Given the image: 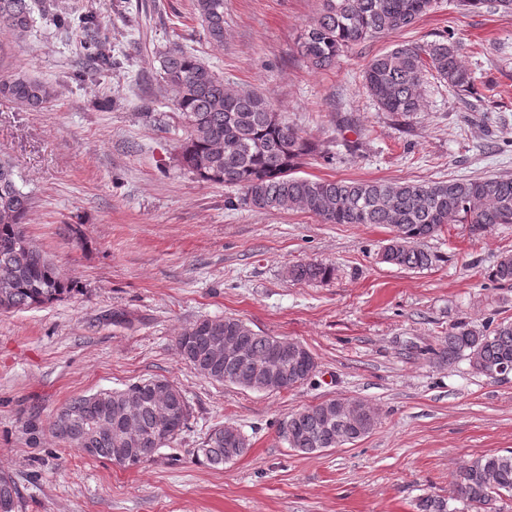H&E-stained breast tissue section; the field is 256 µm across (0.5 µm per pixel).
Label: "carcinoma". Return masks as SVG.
Masks as SVG:
<instances>
[{
	"label": "carcinoma",
	"mask_w": 512,
	"mask_h": 512,
	"mask_svg": "<svg viewBox=\"0 0 512 512\" xmlns=\"http://www.w3.org/2000/svg\"><path fill=\"white\" fill-rule=\"evenodd\" d=\"M316 15L297 44L298 56L315 69H327L348 47L368 39L403 31L431 11L436 0H320ZM466 10L486 7L512 13V0H462ZM194 11L208 39L224 44V0H195ZM0 20L21 39L33 26L31 0H0ZM163 80L177 92L175 106L185 137L179 162L198 179L237 187L225 206L242 204L259 210H296L314 215L326 224H379L392 237L383 249V262L412 270L431 266L425 242L447 224H472L483 228L512 224V179L494 176L439 182L330 180L299 176L303 161L318 152L317 145L277 117L262 94L232 91L192 52L174 48L162 58ZM431 75L453 90L470 94L476 77L462 60L459 42L451 35L426 44H404L373 56L364 70V83L379 109L408 116L421 110L425 77ZM0 94L25 108H37L56 96L53 84L18 75L0 82ZM32 198L17 184L15 165L0 157V313L35 308L57 301L74 291V281L64 279L54 262L27 236L25 224ZM334 269L322 263H298L288 268L296 282H318L332 277ZM492 281L512 284V255L500 258ZM242 339L247 360L211 366L208 343L224 335ZM175 342L186 363L211 382L245 387L252 365L269 362L277 337L259 335L242 320L198 319L178 332ZM435 359L458 358L486 377L501 365H512V321L488 322L477 329L465 321L451 327ZM142 379L120 390H102L72 397L57 412L52 433L70 448L85 452L82 438L91 425L111 416L112 405L136 396L140 400L137 423L128 437L140 449L137 463L156 449L170 446L187 426L189 409L182 390L172 391L181 415L168 437H157V406ZM336 406L329 399L306 406L288 416L292 434L282 437L288 447L303 454L325 448L327 413ZM365 421L350 427L351 441L372 432L377 412L364 405ZM196 461L211 467L228 462L224 427L212 429ZM457 492L473 512H497L495 503L512 494V451L483 455L470 461L457 479ZM18 490L11 476L0 474V512H17ZM416 512H448L445 499L428 495L418 499Z\"/></svg>",
	"instance_id": "carcinoma-1"
}]
</instances>
